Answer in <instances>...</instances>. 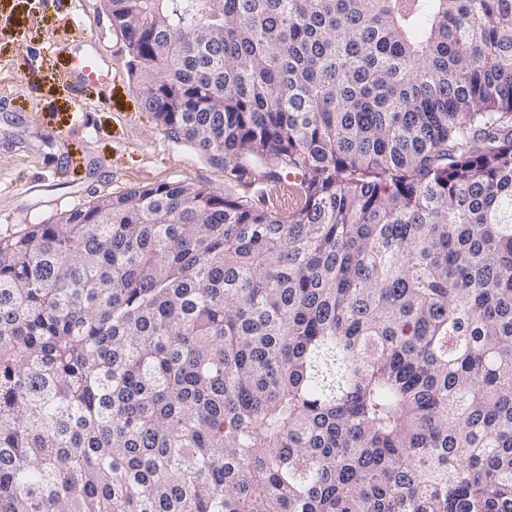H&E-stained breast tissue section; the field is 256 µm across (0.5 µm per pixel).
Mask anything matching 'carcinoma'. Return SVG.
Masks as SVG:
<instances>
[{
	"mask_svg": "<svg viewBox=\"0 0 512 512\" xmlns=\"http://www.w3.org/2000/svg\"><path fill=\"white\" fill-rule=\"evenodd\" d=\"M179 181L0 238V512H512V0H104Z\"/></svg>",
	"mask_w": 512,
	"mask_h": 512,
	"instance_id": "carcinoma-1",
	"label": "carcinoma"
}]
</instances>
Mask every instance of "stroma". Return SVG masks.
I'll return each mask as SVG.
<instances>
[{"mask_svg": "<svg viewBox=\"0 0 512 512\" xmlns=\"http://www.w3.org/2000/svg\"><path fill=\"white\" fill-rule=\"evenodd\" d=\"M97 54L112 82L79 89L68 65ZM124 40L102 0H0V237L102 193L180 181L277 210L288 177L228 180L194 145L171 138L144 107Z\"/></svg>", "mask_w": 512, "mask_h": 512, "instance_id": "obj_1", "label": "stroma"}]
</instances>
